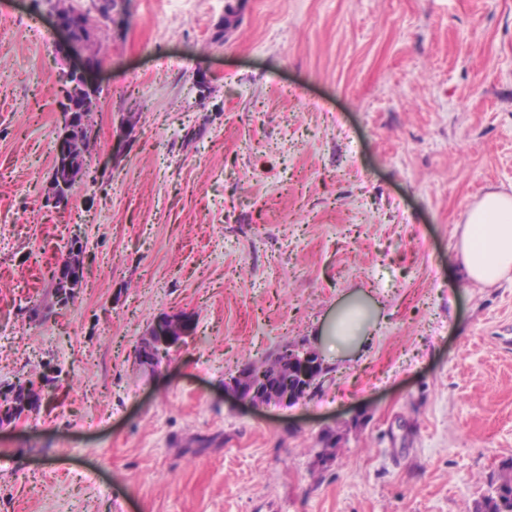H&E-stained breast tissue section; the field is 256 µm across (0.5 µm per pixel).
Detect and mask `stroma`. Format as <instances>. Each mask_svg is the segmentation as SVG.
<instances>
[{
	"mask_svg": "<svg viewBox=\"0 0 512 512\" xmlns=\"http://www.w3.org/2000/svg\"><path fill=\"white\" fill-rule=\"evenodd\" d=\"M131 0L88 176L45 206L59 75L43 0H0V386L50 376L0 430V512H474L512 458V282L450 266L467 209L512 193V0ZM80 241L69 306L42 277ZM381 319L297 404L224 388ZM196 324L169 366L134 351ZM342 436L322 457L325 429ZM374 323L372 306L370 309L363 303L349 300L336 311L334 320L325 325L320 333L330 350L339 354L361 348ZM193 330L186 317L163 314L157 317L137 349V359L151 371L170 360Z\"/></svg>",
	"mask_w": 512,
	"mask_h": 512,
	"instance_id": "35a3bbf8",
	"label": "stroma"
}]
</instances>
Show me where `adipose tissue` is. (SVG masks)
Segmentation results:
<instances>
[{
	"label": "adipose tissue",
	"mask_w": 512,
	"mask_h": 512,
	"mask_svg": "<svg viewBox=\"0 0 512 512\" xmlns=\"http://www.w3.org/2000/svg\"><path fill=\"white\" fill-rule=\"evenodd\" d=\"M471 281L490 287L512 280V195L489 190L465 213L455 257ZM375 323L370 307L345 302L322 329L330 350L343 353L362 347Z\"/></svg>",
	"instance_id": "obj_1"
}]
</instances>
